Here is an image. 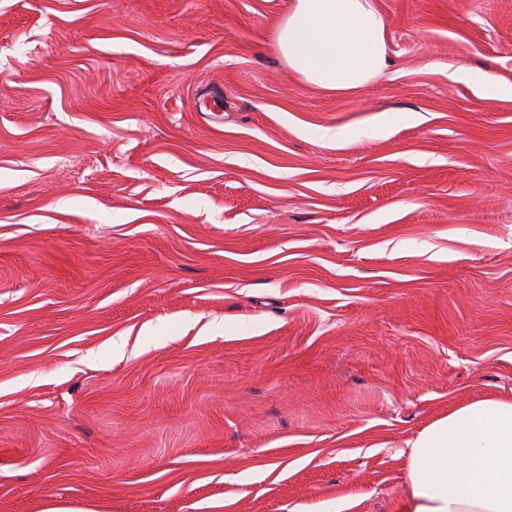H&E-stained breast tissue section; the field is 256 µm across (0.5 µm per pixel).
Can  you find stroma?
<instances>
[{
    "label": "stroma",
    "instance_id": "stroma-1",
    "mask_svg": "<svg viewBox=\"0 0 512 512\" xmlns=\"http://www.w3.org/2000/svg\"><path fill=\"white\" fill-rule=\"evenodd\" d=\"M375 4L330 91L289 0H0V512H396L512 398V0ZM275 46L288 67L327 90L361 88L388 67L386 23L374 0H291ZM467 79L473 84L481 87L486 95L491 98L500 96H512V87L505 88L498 84L493 83L487 73L480 70L467 71Z\"/></svg>",
    "mask_w": 512,
    "mask_h": 512
}]
</instances>
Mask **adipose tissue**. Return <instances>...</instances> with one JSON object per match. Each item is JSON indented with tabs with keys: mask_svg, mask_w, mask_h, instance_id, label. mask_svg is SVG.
Masks as SVG:
<instances>
[{
	"mask_svg": "<svg viewBox=\"0 0 512 512\" xmlns=\"http://www.w3.org/2000/svg\"><path fill=\"white\" fill-rule=\"evenodd\" d=\"M307 82L361 88L388 66L374 0H291L275 39ZM401 512H512V399L459 404L409 444Z\"/></svg>",
	"mask_w": 512,
	"mask_h": 512,
	"instance_id": "obj_1",
	"label": "adipose tissue"
}]
</instances>
